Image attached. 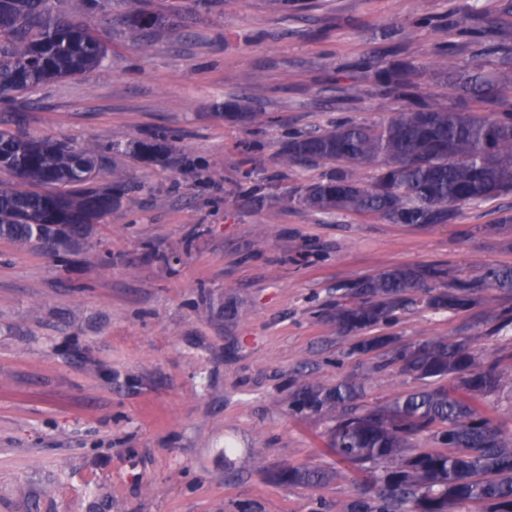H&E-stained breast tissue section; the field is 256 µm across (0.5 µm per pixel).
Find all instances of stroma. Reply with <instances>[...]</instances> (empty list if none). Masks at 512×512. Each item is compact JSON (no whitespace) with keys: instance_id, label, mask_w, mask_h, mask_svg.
<instances>
[{"instance_id":"35a3bbf8","label":"stroma","mask_w":512,"mask_h":512,"mask_svg":"<svg viewBox=\"0 0 512 512\" xmlns=\"http://www.w3.org/2000/svg\"><path fill=\"white\" fill-rule=\"evenodd\" d=\"M108 48L102 68L0 99V130L98 147L99 188L112 168L128 187L86 240L63 257L0 238V512H342L366 476L338 460L337 415L293 410L311 382L327 390L367 378L368 406L432 388L392 367L382 351L357 356L356 339L329 317L338 288L386 270L442 262L450 276L512 266V231L497 224L512 194L465 205L454 223L413 227L349 211L278 209L276 198L321 173L281 169L286 134L336 122L373 123L403 111L356 63L386 53L387 30H411L400 48L417 92L465 112L512 111L450 96L436 43L469 63L477 43L455 23L478 10L498 18L493 42L512 47L501 0H60ZM186 7L156 29L149 51L114 16ZM421 15L426 28L413 27ZM245 100L269 120L226 119ZM171 137L174 163L113 153L145 134ZM260 184L242 195L244 169ZM512 299L480 293L483 325L471 349L512 355V329L489 328ZM454 312L404 313L376 335L418 343L453 333ZM471 403L512 436V380ZM315 469L320 484L284 481Z\"/></svg>"}]
</instances>
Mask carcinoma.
Listing matches in <instances>:
<instances>
[{
    "instance_id": "cac0c4a2",
    "label": "carcinoma",
    "mask_w": 512,
    "mask_h": 512,
    "mask_svg": "<svg viewBox=\"0 0 512 512\" xmlns=\"http://www.w3.org/2000/svg\"><path fill=\"white\" fill-rule=\"evenodd\" d=\"M162 20L146 9L120 17L143 51ZM106 58L91 25L57 12L54 0H0L1 97L99 68ZM435 58L448 71L453 91H469L481 101L512 92L511 84L487 76L481 64L458 65L446 46ZM364 65L388 94L408 100V107L379 123L341 121L322 133L285 140L277 157L282 168L322 165L325 171L304 188L278 196L281 207L352 210L391 224H447L465 204L512 193V112H454L415 95L416 73L405 58L370 57ZM131 152L143 161L165 162L168 136L149 134ZM0 156V168L17 178L15 185L0 188V238L24 247L67 246L80 237L73 225H83L86 233L119 203V171H112L115 190L93 185L99 152L92 145L36 141L0 130ZM367 165L378 167L368 184L358 174ZM348 290L354 302L336 305L333 315L338 331L347 334L391 322L399 312L470 310L481 291L512 295V268L491 267L477 280L455 282L442 265L395 268ZM383 366L438 383L453 375L474 394L491 393L512 375L511 367L447 336L397 346ZM365 385L364 378L343 380L325 394L306 385L296 402L312 412L327 399L336 402V455L371 463L373 496L346 504L343 512H455L462 503L476 506V512H512V440L492 419L443 385L387 407L360 404ZM424 435L440 448L413 447ZM403 450V463L389 466Z\"/></svg>"
}]
</instances>
